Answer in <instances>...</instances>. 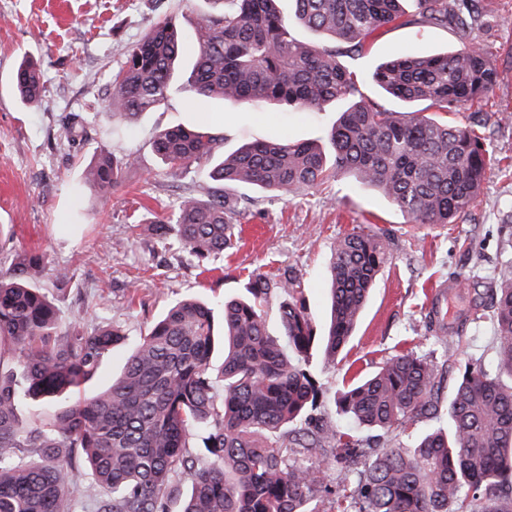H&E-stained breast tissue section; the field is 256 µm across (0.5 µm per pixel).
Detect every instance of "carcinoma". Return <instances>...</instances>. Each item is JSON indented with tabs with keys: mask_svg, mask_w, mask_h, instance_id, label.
<instances>
[{
	"mask_svg": "<svg viewBox=\"0 0 512 512\" xmlns=\"http://www.w3.org/2000/svg\"><path fill=\"white\" fill-rule=\"evenodd\" d=\"M221 10L200 19L197 53L186 78L195 96L289 110L340 104L324 140L247 143L218 153L219 138L200 127L161 131L154 150L173 171L210 164L205 195L181 196L172 221L148 225L205 263L231 248L238 221L225 186L278 194L312 189L350 175L379 190L414 224H455L471 209L495 162L481 124L454 125L420 111H394L366 98L363 78L330 45H313L306 28L334 40L363 42L399 21L412 6L420 26L466 32L485 19L475 0H211ZM183 37L177 19L155 23L130 49L112 82L106 108L125 119L154 112L180 73ZM372 81L387 95L443 112L478 106L496 81L481 49L467 42L427 56L381 63ZM26 106L41 98V73L25 59L13 76ZM136 159L108 147L83 178L102 193L121 183ZM387 237L353 232L336 242L330 265V323L317 325L288 277L272 284L255 274L247 296L221 308L196 299L169 307L140 338L123 372L93 396L82 390L127 340L112 326L63 323L35 287L46 257L20 252L0 273V343L10 345L13 371L0 374V512H68L83 471L106 490L95 512H170L188 484L181 512H316L320 471L288 456L278 433L337 442L335 462L358 471L339 512H503L512 503V257L497 269L486 314L494 328L497 365L465 368L448 398V431H429L405 448H359L336 440V426L313 423L318 387L300 365L321 347L336 360L352 335L372 284L387 261ZM285 296L281 338L267 332L271 289ZM222 314L224 362L211 368L216 312ZM437 369L401 353L338 398L343 417L360 427L401 428L426 417L439 397ZM201 437L202 464L188 451Z\"/></svg>",
	"mask_w": 512,
	"mask_h": 512,
	"instance_id": "obj_1",
	"label": "carcinoma"
}]
</instances>
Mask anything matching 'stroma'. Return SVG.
Here are the masks:
<instances>
[{
	"label": "stroma",
	"instance_id": "stroma-1",
	"mask_svg": "<svg viewBox=\"0 0 512 512\" xmlns=\"http://www.w3.org/2000/svg\"><path fill=\"white\" fill-rule=\"evenodd\" d=\"M482 5L491 13L488 22L464 35L403 22L373 34L363 49L339 46L366 76V93L397 111L402 103L369 81L383 61L401 53L434 54L463 40L487 51L497 72L493 90L479 112L447 115L452 124L487 116L485 134L497 157L462 220L441 229L407 223L380 193L343 174L285 197L230 186L229 199L241 205L237 237L232 248L202 264L179 245L161 244L148 229L153 219L172 216L187 189L203 192L210 185L207 166L176 173L163 164L153 150L157 133L197 124L199 113L207 112L213 117L210 130L223 136L228 152L256 140H316L335 123V108L233 107L192 95L176 82L159 110L118 120L107 112L106 100L112 74L130 48L171 13L183 33V59L191 61L196 24L211 10L208 0H0V270L9 269L22 250L46 255L51 271L36 285L64 321L117 326L132 343L182 299L219 302L242 295L253 273L275 282L287 271L298 285V298L322 328L337 241L357 227L385 230L389 258L355 335L337 363H324L315 351L306 361L320 388L318 415L362 448H395L407 444L409 436L447 429L448 397L465 365L495 362L493 328L482 312L512 237L506 231L512 226V0H482ZM25 56L37 61L42 73V95L33 107L22 105L11 85ZM73 115L79 116L82 132L72 140L66 126ZM104 147L119 156L134 155L138 163L119 186L101 194L82 175ZM59 268L70 276L63 287L53 276ZM452 277L466 283L456 303L475 319L459 347L438 340L426 313L430 287ZM401 352L436 365L442 382L437 412L406 430L380 433L344 419L334 404L343 385ZM304 456L321 469L327 487L317 512H336V493L354 488V474L337 468L327 449L312 448Z\"/></svg>",
	"mask_w": 512,
	"mask_h": 512
}]
</instances>
